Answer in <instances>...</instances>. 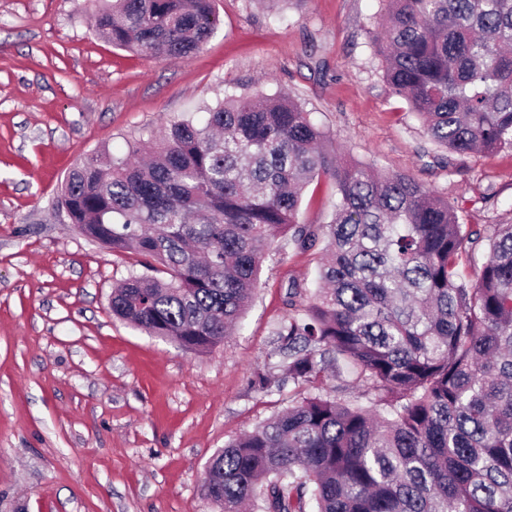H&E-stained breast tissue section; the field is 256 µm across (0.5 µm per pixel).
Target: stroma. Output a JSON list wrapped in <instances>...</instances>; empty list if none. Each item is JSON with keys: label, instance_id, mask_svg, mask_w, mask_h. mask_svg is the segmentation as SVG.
I'll use <instances>...</instances> for the list:
<instances>
[{"label": "stroma", "instance_id": "1", "mask_svg": "<svg viewBox=\"0 0 512 512\" xmlns=\"http://www.w3.org/2000/svg\"><path fill=\"white\" fill-rule=\"evenodd\" d=\"M105 0H0V512H207L204 467L298 396L265 391L289 281L315 288L319 251L279 240L241 329L207 353L113 318L144 274L55 208L98 150L125 156L228 95L290 94L345 159L404 173L463 224H512V154L448 155L382 78V0H216L188 58L146 59L93 27Z\"/></svg>", "mask_w": 512, "mask_h": 512}]
</instances>
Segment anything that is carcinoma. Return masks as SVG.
I'll use <instances>...</instances> for the list:
<instances>
[{"label":"carcinoma","instance_id":"carcinoma-1","mask_svg":"<svg viewBox=\"0 0 512 512\" xmlns=\"http://www.w3.org/2000/svg\"><path fill=\"white\" fill-rule=\"evenodd\" d=\"M214 0H112L96 33L146 58L187 57L218 25ZM382 77L436 146L512 153V0H387ZM327 224L301 220L320 177ZM82 233L134 251L166 280L132 273L112 315L184 351L224 342L275 243H324L319 286L288 284L268 390L347 365L373 409L308 395L208 460L214 512H512V224L459 223L403 173L351 163L303 107L227 96L201 125L170 123L124 157L94 152L56 199ZM488 245L478 279L463 259Z\"/></svg>","mask_w":512,"mask_h":512}]
</instances>
